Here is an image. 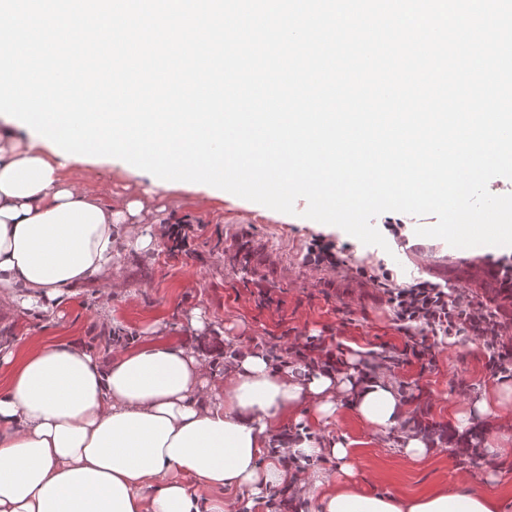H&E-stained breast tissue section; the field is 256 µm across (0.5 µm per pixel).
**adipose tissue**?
<instances>
[{
	"instance_id": "ef3b65f1",
	"label": "adipose tissue",
	"mask_w": 512,
	"mask_h": 512,
	"mask_svg": "<svg viewBox=\"0 0 512 512\" xmlns=\"http://www.w3.org/2000/svg\"><path fill=\"white\" fill-rule=\"evenodd\" d=\"M68 165L17 123L0 128V307L55 301L108 274L117 234L146 251L163 223L138 221V203H104L63 176ZM0 512H223L198 488L254 499L284 486L317 512H502L503 499L460 487L414 498L359 493L352 452L300 434L293 455L335 459L336 481L300 476L269 458L265 431L281 420L314 426L351 407L374 433L395 429L402 396L379 372L351 367L295 374L261 351L241 350L214 383L204 353L149 336L100 360L76 343H45L17 356L0 338ZM512 383L499 381L458 413L461 426L494 418Z\"/></svg>"
}]
</instances>
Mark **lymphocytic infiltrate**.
I'll use <instances>...</instances> for the list:
<instances>
[{"label": "lymphocytic infiltrate", "mask_w": 512, "mask_h": 512, "mask_svg": "<svg viewBox=\"0 0 512 512\" xmlns=\"http://www.w3.org/2000/svg\"><path fill=\"white\" fill-rule=\"evenodd\" d=\"M386 294L406 339L402 349L393 355L364 364L363 373L427 355L429 349L423 345L421 334L448 339L466 334L482 342L489 354L488 367L493 374L512 377V319L504 318L500 310L478 300L472 292L448 291L428 281L405 288H390ZM267 355L276 365H299L310 371H332L342 362L333 349L314 336L285 349L270 346Z\"/></svg>", "instance_id": "obj_1"}]
</instances>
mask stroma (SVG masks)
<instances>
[{
  "mask_svg": "<svg viewBox=\"0 0 512 512\" xmlns=\"http://www.w3.org/2000/svg\"><path fill=\"white\" fill-rule=\"evenodd\" d=\"M65 174L105 201H142L145 219L159 216L167 224H193L197 230L182 253H171L165 241L147 252L119 245L109 276L76 287L53 311L0 310V336L10 337L23 352L40 340H69L108 357L157 336L205 353L219 383L230 356L260 343L286 347L321 336L336 353L365 360L402 348L404 333L382 288L359 275L362 266L384 268L399 287L420 279L440 281L438 267L448 266L453 272L449 286L494 299L502 314L512 317V299L473 276L492 252L463 251L440 239L397 240L382 215L374 224L388 243L384 249L362 244L339 227L308 222L302 199L289 215L230 194L212 198L190 182L158 188L149 178L95 158L70 165ZM315 239L344 249L347 266L333 269L307 261ZM259 284L272 288L275 303L257 296ZM196 309L206 317L201 331L190 324ZM425 342L430 358L410 359L387 375L410 403L401 429L428 435L431 454L411 460L397 449L396 435L374 434L345 406L327 424L313 428L314 439L350 443L356 487L363 494L452 492L463 481L473 491L488 492L492 472L500 475L501 489L512 493V449L476 448L463 454L454 442L455 412L495 381L482 343L466 335L444 344L429 336Z\"/></svg>",
  "mask_w": 512,
  "mask_h": 512,
  "instance_id": "stroma-1",
  "label": "stroma"
}]
</instances>
